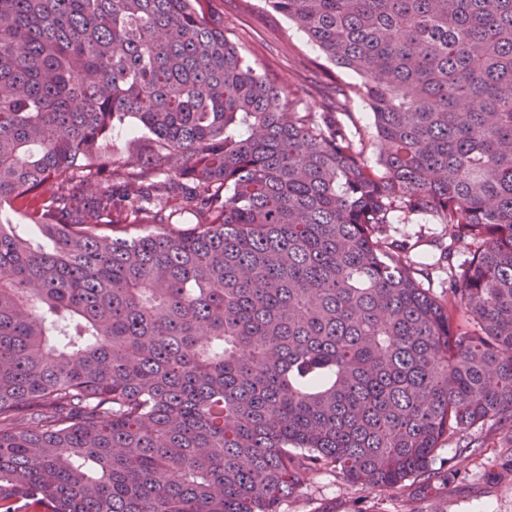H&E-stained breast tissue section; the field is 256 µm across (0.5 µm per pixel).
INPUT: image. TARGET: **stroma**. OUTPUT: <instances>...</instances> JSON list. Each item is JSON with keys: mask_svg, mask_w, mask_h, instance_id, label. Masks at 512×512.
<instances>
[{"mask_svg": "<svg viewBox=\"0 0 512 512\" xmlns=\"http://www.w3.org/2000/svg\"><path fill=\"white\" fill-rule=\"evenodd\" d=\"M210 23L240 43L262 71L289 89L310 112L321 108V95L329 78L358 83L357 75L337 70L282 15L265 8L262 0H202ZM391 238L415 243V258L437 260L448 243L437 218L414 216L387 228ZM481 444L478 455L458 454L460 441ZM512 458V434L484 424L469 429L463 439L443 442L434 467L455 465L460 480L445 483L427 494L413 488L362 489L348 483L342 473L316 476L286 505L284 512H512V475L503 464Z\"/></svg>", "mask_w": 512, "mask_h": 512, "instance_id": "stroma-1", "label": "stroma"}]
</instances>
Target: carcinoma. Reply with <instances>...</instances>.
Instances as JSON below:
<instances>
[{"instance_id": "carcinoma-1", "label": "carcinoma", "mask_w": 512, "mask_h": 512, "mask_svg": "<svg viewBox=\"0 0 512 512\" xmlns=\"http://www.w3.org/2000/svg\"><path fill=\"white\" fill-rule=\"evenodd\" d=\"M199 2L0 0V512L427 490L443 439L512 433V0H264L361 78L320 112ZM396 212L478 244L453 305ZM351 120L360 130L363 137L365 156L371 163H375L379 153V145L373 134L369 114L362 108H359L352 113ZM139 140H133V135L120 130L112 131V144L108 143V151L132 161L136 154L135 148Z\"/></svg>"}]
</instances>
